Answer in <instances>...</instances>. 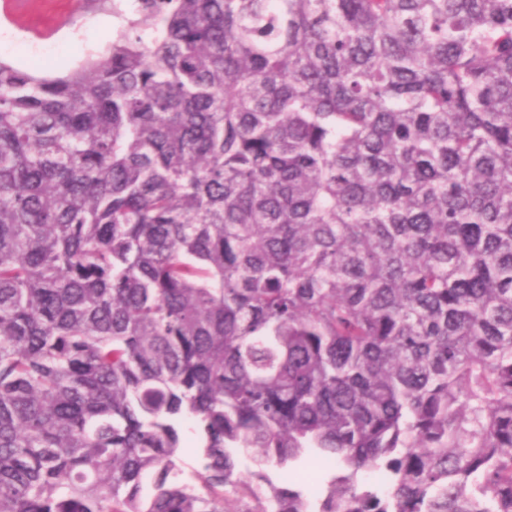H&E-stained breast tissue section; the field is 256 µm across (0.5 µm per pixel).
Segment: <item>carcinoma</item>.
Here are the masks:
<instances>
[{
    "mask_svg": "<svg viewBox=\"0 0 512 512\" xmlns=\"http://www.w3.org/2000/svg\"><path fill=\"white\" fill-rule=\"evenodd\" d=\"M0 512H512V0H136L0 61ZM23 1L26 2L25 19L45 30H52L62 19H70L58 31L36 36L26 32L19 23L0 12V40L8 36L12 43L8 52H0V59L19 67L51 65L60 68L59 72H65L83 62L91 53L102 51L124 22L112 10L103 9L100 5L92 11L71 17L73 0ZM102 18H112V28L99 29L97 24ZM93 27L97 31L90 34ZM200 435L192 420H185L180 427L179 457L184 477L199 465Z\"/></svg>",
    "mask_w": 512,
    "mask_h": 512,
    "instance_id": "carcinoma-1",
    "label": "carcinoma"
}]
</instances>
